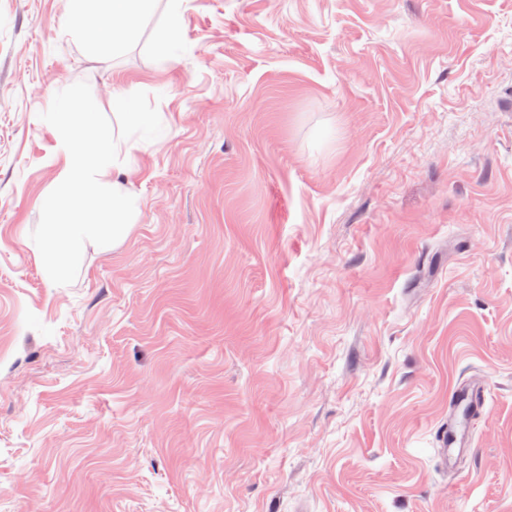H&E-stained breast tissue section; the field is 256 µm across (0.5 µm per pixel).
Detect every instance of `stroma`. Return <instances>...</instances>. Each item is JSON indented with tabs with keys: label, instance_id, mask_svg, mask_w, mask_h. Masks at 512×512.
<instances>
[{
	"label": "stroma",
	"instance_id": "35a3bbf8",
	"mask_svg": "<svg viewBox=\"0 0 512 512\" xmlns=\"http://www.w3.org/2000/svg\"><path fill=\"white\" fill-rule=\"evenodd\" d=\"M0 0V512H512V0ZM163 131L119 242L30 238L77 82ZM487 384L469 456L436 433ZM157 0H68L64 27L75 37L93 33L91 48L117 49L132 40ZM167 22L161 38L164 44H172L179 40L181 34V5L183 0H167ZM483 392L481 384L455 385L448 393V406L455 410L463 408L472 415L479 414L483 409Z\"/></svg>",
	"mask_w": 512,
	"mask_h": 512
}]
</instances>
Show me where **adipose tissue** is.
Segmentation results:
<instances>
[{
	"label": "adipose tissue",
	"mask_w": 512,
	"mask_h": 512,
	"mask_svg": "<svg viewBox=\"0 0 512 512\" xmlns=\"http://www.w3.org/2000/svg\"><path fill=\"white\" fill-rule=\"evenodd\" d=\"M64 26L76 37L93 33L103 48L117 49L132 40L155 0H68Z\"/></svg>",
	"instance_id": "1"
}]
</instances>
